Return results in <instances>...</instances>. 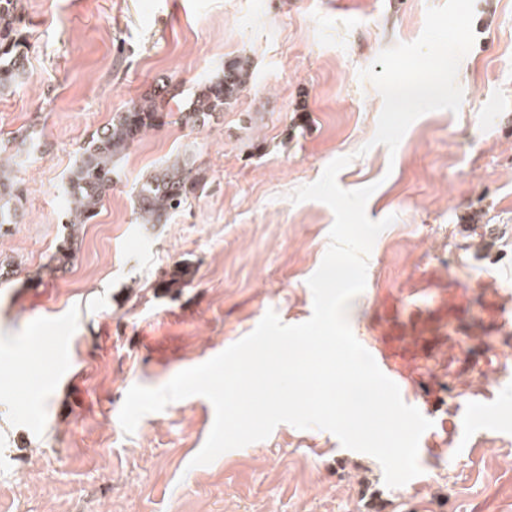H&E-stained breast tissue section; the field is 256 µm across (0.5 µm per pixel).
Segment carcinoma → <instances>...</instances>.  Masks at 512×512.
Instances as JSON below:
<instances>
[{
    "mask_svg": "<svg viewBox=\"0 0 512 512\" xmlns=\"http://www.w3.org/2000/svg\"><path fill=\"white\" fill-rule=\"evenodd\" d=\"M22 22V0H0V95L13 91L28 75L31 43ZM250 78L249 60L236 57L199 80L189 105L176 114L164 111L166 98L175 96L176 88L170 83L162 84L159 91L131 103L124 111L113 113L111 120L85 142L69 170L64 190L69 233L50 257L48 269L54 271L76 260L83 225L92 223L112 192L116 159L147 132L170 124L173 117L189 128L219 119L224 106L237 100ZM27 141L28 136L20 132L0 145V154L9 148L14 150L8 157H0V225L19 223L22 190L13 176L12 161L25 151ZM205 185L203 169L187 159L176 158L156 166L136 189V223H167Z\"/></svg>",
    "mask_w": 512,
    "mask_h": 512,
    "instance_id": "cac0c4a2",
    "label": "carcinoma"
}]
</instances>
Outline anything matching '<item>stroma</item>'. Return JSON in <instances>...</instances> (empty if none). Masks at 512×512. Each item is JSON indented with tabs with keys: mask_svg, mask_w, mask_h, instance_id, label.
<instances>
[{
	"mask_svg": "<svg viewBox=\"0 0 512 512\" xmlns=\"http://www.w3.org/2000/svg\"><path fill=\"white\" fill-rule=\"evenodd\" d=\"M29 79L0 95V139L35 133L14 175L22 221L0 226V512H512V0H474L458 111L415 120L396 153L374 144L383 98L361 70L416 40L444 0H23ZM252 77L218 121L148 132L117 163L77 261L46 273L65 231L80 147L112 114L172 80L184 108L233 57ZM338 185H374L393 216L350 302L357 340L399 373L438 453L387 487L376 458L329 431L270 436L192 466L214 422L196 395L125 434L133 385L158 388L250 334L267 310L313 312L308 278L333 211L292 202L332 160ZM189 157L207 184L165 224L134 221L154 166ZM190 282L164 287L176 266ZM68 336L70 372L52 370Z\"/></svg>",
	"mask_w": 512,
	"mask_h": 512,
	"instance_id": "1",
	"label": "stroma"
}]
</instances>
